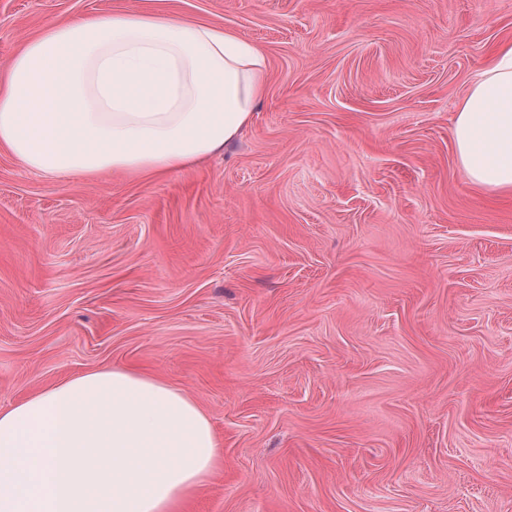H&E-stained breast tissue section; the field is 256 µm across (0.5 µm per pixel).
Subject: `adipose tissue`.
Masks as SVG:
<instances>
[{
    "instance_id": "1",
    "label": "adipose tissue",
    "mask_w": 512,
    "mask_h": 512,
    "mask_svg": "<svg viewBox=\"0 0 512 512\" xmlns=\"http://www.w3.org/2000/svg\"><path fill=\"white\" fill-rule=\"evenodd\" d=\"M265 51L166 9L52 24L0 78V146L49 176L187 169L236 138L263 99ZM471 184L512 194V43L453 123ZM223 463L206 412L126 366L0 409V512H180Z\"/></svg>"
}]
</instances>
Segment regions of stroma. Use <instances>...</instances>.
<instances>
[{
  "label": "stroma",
  "mask_w": 512,
  "mask_h": 512,
  "mask_svg": "<svg viewBox=\"0 0 512 512\" xmlns=\"http://www.w3.org/2000/svg\"><path fill=\"white\" fill-rule=\"evenodd\" d=\"M144 0H0L44 27ZM269 59L223 152L149 178L0 147V408L103 366L197 400L185 512H512V195L453 117L512 0H169Z\"/></svg>",
  "instance_id": "stroma-1"
}]
</instances>
